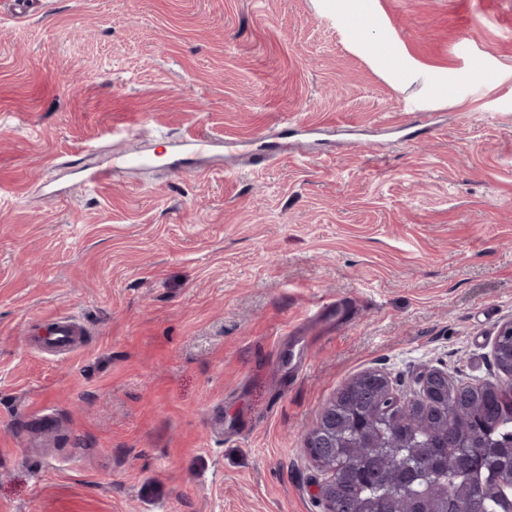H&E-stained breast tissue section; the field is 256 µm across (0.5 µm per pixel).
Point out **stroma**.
<instances>
[{
    "mask_svg": "<svg viewBox=\"0 0 512 512\" xmlns=\"http://www.w3.org/2000/svg\"><path fill=\"white\" fill-rule=\"evenodd\" d=\"M28 2L0 8V512H320L303 437L354 376L498 382L512 0ZM55 328L51 330L52 344L57 348L70 349L74 336H78L76 326L70 319L63 317L55 324Z\"/></svg>",
    "mask_w": 512,
    "mask_h": 512,
    "instance_id": "obj_1",
    "label": "stroma"
}]
</instances>
